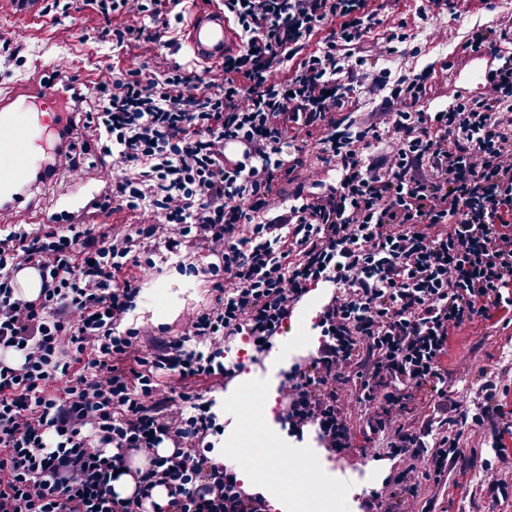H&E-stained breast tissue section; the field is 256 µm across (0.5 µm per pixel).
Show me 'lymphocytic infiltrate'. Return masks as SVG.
I'll use <instances>...</instances> for the list:
<instances>
[{
  "label": "lymphocytic infiltrate",
  "mask_w": 512,
  "mask_h": 512,
  "mask_svg": "<svg viewBox=\"0 0 512 512\" xmlns=\"http://www.w3.org/2000/svg\"><path fill=\"white\" fill-rule=\"evenodd\" d=\"M161 2L82 0L101 20L97 40L119 49L176 45L191 0ZM485 5L491 18L465 45L501 62L483 94L436 112L428 73L367 68L364 44L390 54L411 39L377 0H224L240 45L223 64L65 87L78 116L55 135L65 172L85 175L90 149L75 132L95 126L111 162L91 209L117 203L148 221L96 229L78 211L0 226V512H269L212 456L222 426L198 384L228 375L233 337L271 349L319 284L318 344L284 374L283 422L331 454L359 439L377 461L369 445L382 438L407 460L360 512H386L400 486L414 500L439 488L480 447L512 455V389L487 379L469 405L448 391L449 370L472 368L448 360L462 330L512 327V13ZM118 16L130 25L113 26ZM364 92L382 93L378 111H359ZM229 141L242 146L233 165ZM153 244L214 257V302L169 340L121 326L155 268ZM25 268L42 279L33 300L12 285ZM358 403L367 416L353 428ZM123 474L124 498L111 485Z\"/></svg>",
  "instance_id": "obj_1"
}]
</instances>
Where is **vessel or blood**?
Wrapping results in <instances>:
<instances>
[{
	"mask_svg": "<svg viewBox=\"0 0 512 512\" xmlns=\"http://www.w3.org/2000/svg\"><path fill=\"white\" fill-rule=\"evenodd\" d=\"M239 37L223 9L209 4L191 16L185 46L194 60L204 66L223 63L235 50ZM454 82L471 93L481 92L492 72V57L465 51L448 63ZM43 96L37 81L20 80L0 91V212L18 214L28 224L42 220L44 197L31 175L39 173L44 182L55 174L47 168V135L51 126H64L70 116L65 99L51 98L55 122L47 124L33 109V101Z\"/></svg>",
	"mask_w": 512,
	"mask_h": 512,
	"instance_id": "1",
	"label": "vessel or blood"
}]
</instances>
